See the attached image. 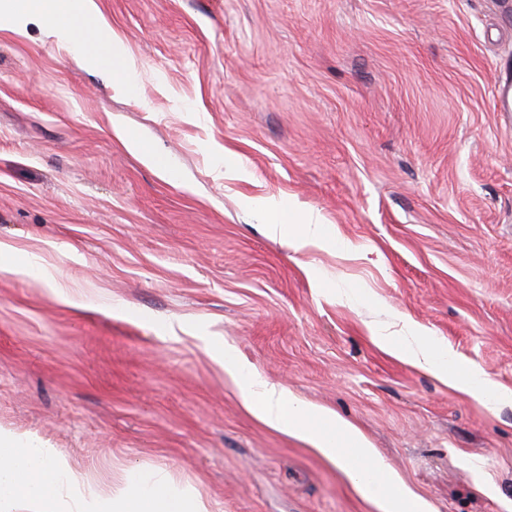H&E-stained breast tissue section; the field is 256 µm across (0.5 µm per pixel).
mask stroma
<instances>
[{"instance_id":"stroma-1","label":"stroma","mask_w":512,"mask_h":512,"mask_svg":"<svg viewBox=\"0 0 512 512\" xmlns=\"http://www.w3.org/2000/svg\"><path fill=\"white\" fill-rule=\"evenodd\" d=\"M97 2L134 89L41 26L0 30V430L100 496L161 472L210 512H379L248 411L229 348L433 512H512V399L375 342L417 330L512 390V13ZM294 208L323 244L269 230Z\"/></svg>"}]
</instances>
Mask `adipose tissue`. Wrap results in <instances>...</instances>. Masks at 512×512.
<instances>
[{
  "instance_id": "1",
  "label": "adipose tissue",
  "mask_w": 512,
  "mask_h": 512,
  "mask_svg": "<svg viewBox=\"0 0 512 512\" xmlns=\"http://www.w3.org/2000/svg\"><path fill=\"white\" fill-rule=\"evenodd\" d=\"M44 21L55 40L67 43L78 60L97 66L109 54L108 69L126 87L140 79L134 57L120 50V39L102 15L97 0H0V13ZM412 365L448 380L459 390L492 401L504 400L490 377L471 368L460 381L452 354L432 338L418 335L414 343L392 344ZM224 369L237 383L248 409L267 425L297 437L342 470L361 491L370 493L380 512H432L430 504L406 487L349 422L295 400L280 385L260 379L232 350L224 352ZM79 477L56 449L0 432V512H206L202 501L169 491L163 478L151 483L129 476L125 488L112 497L76 502L65 494Z\"/></svg>"
}]
</instances>
